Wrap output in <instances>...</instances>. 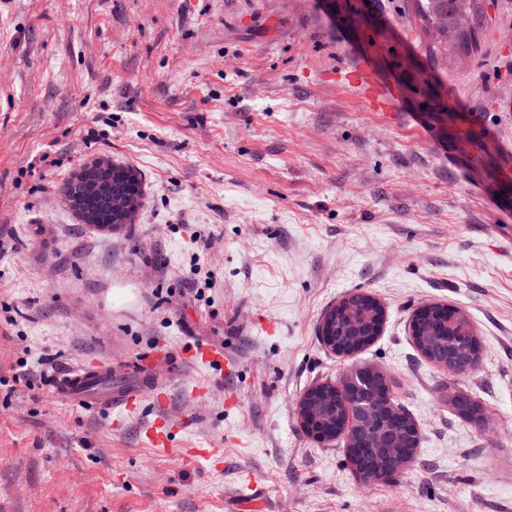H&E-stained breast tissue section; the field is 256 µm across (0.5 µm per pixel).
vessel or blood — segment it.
Returning <instances> with one entry per match:
<instances>
[{
    "mask_svg": "<svg viewBox=\"0 0 512 512\" xmlns=\"http://www.w3.org/2000/svg\"><path fill=\"white\" fill-rule=\"evenodd\" d=\"M337 80L342 84L363 89L366 104L371 111L385 115L396 111L398 91L386 86L367 63L362 62L354 69L340 72ZM181 361L189 366L206 364L221 367L228 377L235 372V361L230 354L203 343L191 348L182 356ZM53 387L69 403L91 410H109L119 415L132 412L140 396L139 391L133 388L113 391L112 365L108 362H96L67 369L54 377ZM153 391L154 403L159 414L149 426L147 438L152 447L163 448L168 443L173 426L187 429L192 426L193 420L186 416L179 424H172L165 415L170 403L168 387L158 384L154 386Z\"/></svg>",
    "mask_w": 512,
    "mask_h": 512,
    "instance_id": "b4317fda",
    "label": "vessel or blood"
}]
</instances>
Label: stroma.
Returning <instances> with one entry per match:
<instances>
[{
  "instance_id": "1",
  "label": "stroma",
  "mask_w": 512,
  "mask_h": 512,
  "mask_svg": "<svg viewBox=\"0 0 512 512\" xmlns=\"http://www.w3.org/2000/svg\"><path fill=\"white\" fill-rule=\"evenodd\" d=\"M479 3L473 48L438 70L407 0H0V512H512V0ZM364 56L394 118L336 84ZM100 157L143 181L111 232L63 195ZM353 293L386 314L358 360L419 428L389 482L296 416L351 367L318 327ZM427 303L465 311L476 369L418 351ZM194 343L238 376L161 362L168 415L196 425L150 447L156 377L131 364ZM93 360L142 390L122 426L54 390Z\"/></svg>"
}]
</instances>
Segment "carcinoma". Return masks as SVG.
Listing matches in <instances>:
<instances>
[{
	"label": "carcinoma",
	"instance_id": "1",
	"mask_svg": "<svg viewBox=\"0 0 512 512\" xmlns=\"http://www.w3.org/2000/svg\"><path fill=\"white\" fill-rule=\"evenodd\" d=\"M415 13L422 31L428 40V54L436 64L448 59V51L467 54L474 43L476 32L482 24L483 15L476 0H466L467 10L472 14L471 24L460 31L457 40L448 44L442 34L438 19L448 12L453 19L455 0H413ZM117 184L125 194L134 197L143 195L142 179L131 166H116ZM376 307L365 295L357 293L349 297L348 304L336 309L332 315V327L336 347L361 350L370 345L368 333L375 320ZM411 336L416 347L427 359L437 364L449 365L448 372L466 373L478 365L479 347L472 343L453 341L448 337V307L436 305L429 312L414 316L410 325ZM386 380L377 374L355 376L353 394L350 399L363 406H372L373 417L358 430L355 445L362 466L382 472L393 478L414 462L417 443L411 439L400 441L398 448H385L372 439V432L399 434L408 430V415L394 411L385 398ZM312 411L324 422L328 430L339 428L347 413V402L336 398L333 403L315 402Z\"/></svg>",
	"mask_w": 512,
	"mask_h": 512
}]
</instances>
